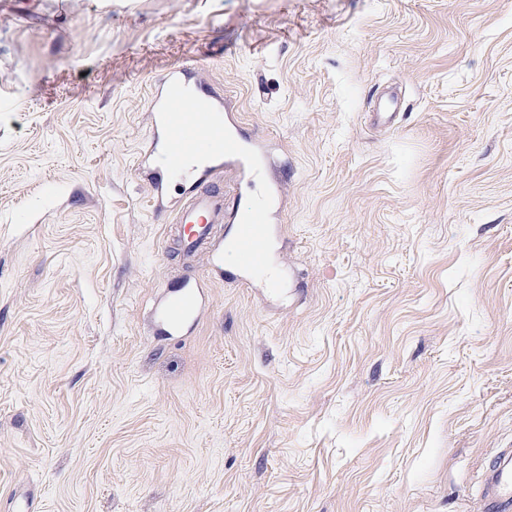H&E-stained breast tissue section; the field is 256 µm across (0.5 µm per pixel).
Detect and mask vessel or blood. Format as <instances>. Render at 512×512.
<instances>
[{
	"label": "vessel or blood",
	"instance_id": "1",
	"mask_svg": "<svg viewBox=\"0 0 512 512\" xmlns=\"http://www.w3.org/2000/svg\"><path fill=\"white\" fill-rule=\"evenodd\" d=\"M156 112L148 159L160 176L157 194L170 183H198L200 192L184 199L173 219L186 253L212 244L217 225L234 227L232 252L243 281L278 292L282 283L270 266L273 241L279 230L272 213L282 204V187H268L250 198L226 200L216 187L225 168H237L246 184L264 181L267 153L257 140L231 134L238 118L226 99L204 84L197 71L171 68L154 92ZM199 313L197 287L183 285L158 309L169 334H180ZM484 512H512V448L500 449L484 471Z\"/></svg>",
	"mask_w": 512,
	"mask_h": 512
}]
</instances>
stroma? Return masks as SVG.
<instances>
[{
    "mask_svg": "<svg viewBox=\"0 0 512 512\" xmlns=\"http://www.w3.org/2000/svg\"><path fill=\"white\" fill-rule=\"evenodd\" d=\"M198 63L274 153L280 297L137 169ZM501 448L512 0H0V512H479ZM158 309L157 317L170 335L180 334L185 325L194 321L199 313L198 283L182 285Z\"/></svg>",
    "mask_w": 512,
    "mask_h": 512,
    "instance_id": "obj_1",
    "label": "stroma"
}]
</instances>
